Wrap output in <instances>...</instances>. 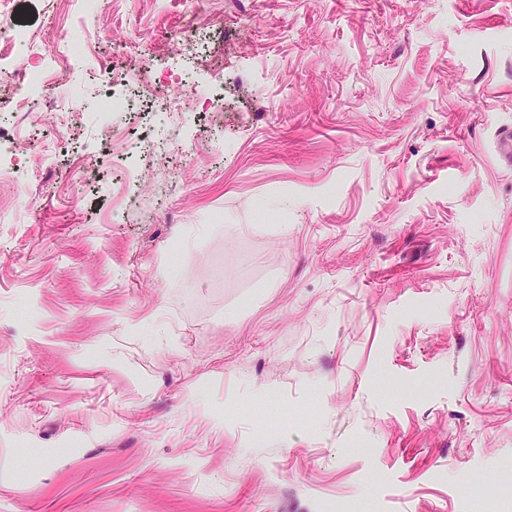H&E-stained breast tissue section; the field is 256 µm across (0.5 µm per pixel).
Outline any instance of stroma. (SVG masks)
<instances>
[{"mask_svg":"<svg viewBox=\"0 0 512 512\" xmlns=\"http://www.w3.org/2000/svg\"><path fill=\"white\" fill-rule=\"evenodd\" d=\"M184 2L0 18V512H512V0ZM15 48L16 43L13 41L10 52H0V81L6 82L8 85L42 86L45 69L50 65L65 62L71 54L70 47L60 43L54 47L49 58L41 59V64L37 69L29 68L24 62L4 65L2 62L12 58Z\"/></svg>","mask_w":512,"mask_h":512,"instance_id":"1","label":"stroma"}]
</instances>
